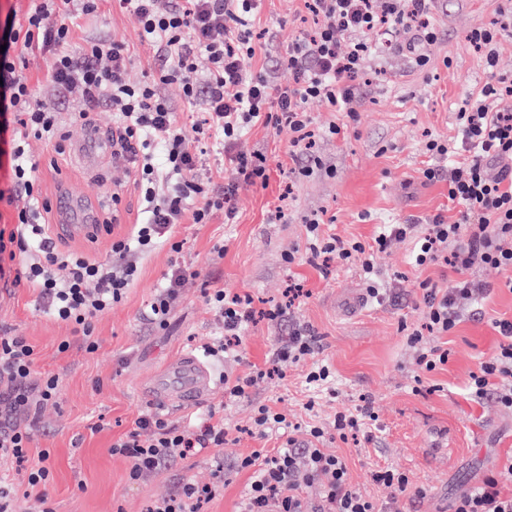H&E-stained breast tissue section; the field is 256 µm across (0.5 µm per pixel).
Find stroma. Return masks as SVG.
<instances>
[{"label": "stroma", "instance_id": "stroma-1", "mask_svg": "<svg viewBox=\"0 0 512 512\" xmlns=\"http://www.w3.org/2000/svg\"><path fill=\"white\" fill-rule=\"evenodd\" d=\"M503 5V0H434L438 40L428 66H416L407 50L377 45L365 62L357 120L330 111L325 103L309 102L320 159L310 175L295 171L288 157V129L258 125L246 131L237 148L266 155L268 186L240 184L232 218L218 212L207 224L176 225L181 251L163 245L140 261L122 301L95 322L96 352L85 351L80 336L49 313L37 290L0 282V335L26 337L37 352L39 371L60 378L57 402L37 413L25 466L0 458V475L12 486L13 512H42L47 505L54 512H146L182 480L211 482L218 459L224 462V488L201 512H237L250 477L239 470V459L283 442L275 433L250 434L251 418L261 405L306 427L329 424L336 412L371 402L378 416L373 443L360 437L329 439L323 449L346 462L351 483L379 512L395 506L401 512H450L457 497L500 470L512 456V411L492 397L472 401L469 383L480 363L497 353L492 320L512 316V291L503 288V273L491 267L469 271V278L486 288L480 312L464 314L448 334L447 364L422 374L407 339L408 331L424 322L419 285L448 286L451 272L436 264L415 266L413 238L391 241L376 259L383 286L376 299L368 296L358 267L335 262L321 269L308 263L306 247L313 219L320 221L322 236L364 244L382 224L422 225L438 213L456 220L459 207L448 199L447 178L430 182L422 171L433 167L445 173L457 158L429 156L425 140L432 135L461 145L459 109L477 98L495 73L512 74V33L500 36L492 70L468 38L472 29L495 23ZM310 24L304 0H263L255 26L265 37L247 67L265 68L272 80L286 82L277 56ZM90 40L125 43L131 53L129 83L147 80L160 64L159 52L143 40L132 13L114 0H103L97 14L76 20L74 46ZM25 73L36 97L58 112L65 135L59 149L42 140L29 142L44 197L50 200L63 191L92 201L101 216L118 209L117 231L128 232L143 217L134 172L109 154L86 166L78 147L89 128L72 121L76 102L58 95L42 60L28 59ZM332 124L341 127V134L329 133ZM115 192L121 197L117 205L111 199ZM283 194L288 197L284 203L279 200ZM279 205L284 218L270 222ZM176 263L196 275L184 281L166 326L159 327L146 313ZM296 283L311 295L292 305L288 289ZM208 285L251 295L262 308L289 306V322L249 325L239 354L207 357L216 385L205 402L189 411L163 410V418L180 427L223 422L229 432L224 447L130 481L129 460L112 452V442L149 411L140 393L144 382L181 354L201 351L220 338L222 329L203 295ZM292 324L317 336L312 362L329 367L330 389L307 384L311 362H289L281 375L258 379L247 398L225 400L224 377L247 372L253 364L264 366ZM64 340L70 348L62 353L58 346ZM95 423L100 429L93 434L89 427ZM41 466L49 467L50 481L29 486L27 470ZM381 467L409 473L414 492L394 499L389 488L371 480L372 470Z\"/></svg>", "mask_w": 512, "mask_h": 512}]
</instances>
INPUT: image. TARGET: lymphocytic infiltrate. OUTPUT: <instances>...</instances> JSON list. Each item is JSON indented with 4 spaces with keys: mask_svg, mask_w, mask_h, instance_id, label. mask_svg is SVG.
Listing matches in <instances>:
<instances>
[{
    "mask_svg": "<svg viewBox=\"0 0 512 512\" xmlns=\"http://www.w3.org/2000/svg\"><path fill=\"white\" fill-rule=\"evenodd\" d=\"M99 2L31 0L24 22L8 20L0 32V160L8 163L10 181L8 189H0V201H26L12 229H0V257L17 261L14 284L37 289L53 316L80 333L90 353L98 348L95 319L121 302L136 278L139 260L170 242L175 225L188 219L208 223L218 210L232 217L240 182H268L264 154L231 152L243 131L258 124L288 127L293 134L288 156L303 161V173H310L316 161L315 132L307 102L319 99L354 112L362 95L363 62L378 36L400 38L421 67L428 65V49L437 40L429 19L432 0H305L317 27L288 44L278 62L288 80L276 83L265 71L243 65L244 58L255 53L253 25L260 0H118L131 8L144 40L162 54L156 75L131 84L125 79L130 62L125 44L89 41L80 52L70 49L73 18L97 13ZM52 14L58 15V22L46 25ZM18 48L48 60L51 84L60 96L79 104L75 119L90 121L101 106L113 114V152L136 174L144 218L123 236L114 231L117 214L98 223V230L112 235L108 262L59 248L45 220L50 205L42 197L39 164L28 146L33 139H60V124L57 112L35 99L16 63ZM201 55L208 61L202 76L196 64ZM169 83L180 84L186 99L202 101L198 133L230 151L231 169L223 188H214L204 173L202 153L186 149L184 129L157 91L158 85ZM457 121L469 151L448 175V198L461 206L457 220L450 222L438 214L419 230L411 224H388L370 245L323 237L319 220L308 224L311 258L357 263L373 295L379 292L376 257L394 238L417 234L416 264L440 262L455 272L450 287L420 285L427 322L408 340L418 347V368L427 372L445 365L449 353L439 345H423V333L447 335L460 322L463 304L477 303L484 292L482 285L467 278V271L477 266L498 269L505 275V288L512 290V77L487 84L480 99L459 110ZM60 268L67 271L62 280L56 276ZM205 297L224 326L223 341L206 348L213 356L241 346L243 331L256 317L279 322L287 313L283 307L258 311L251 296L218 287L206 289ZM493 326L499 336L498 353L472 374L470 389L475 398L491 395L512 410V318L495 320ZM315 341L308 330L293 328L272 361H311L306 381L324 388L330 370L312 362ZM59 392L56 375L37 371L35 349L25 337L0 336L1 459L26 461L36 411L56 401ZM375 420L366 404L354 412L337 413L332 427L311 426L303 437H289L284 447L261 448L242 458L240 469L252 476L239 512H378L350 482L345 461L321 448L328 435L343 439L359 432L366 442H373ZM226 436L220 423L188 431L144 414L113 442L112 450L130 460L129 478L134 481L174 459L222 447ZM506 481L512 482V459L497 475L456 499L451 512H512V496H503L500 490ZM314 482L320 483L321 494L311 507L300 490ZM223 486L224 466L219 463L212 483L185 481L176 494L153 501L147 512H197Z\"/></svg>",
    "mask_w": 512,
    "mask_h": 512,
    "instance_id": "lymphocytic-infiltrate-1",
    "label": "lymphocytic infiltrate"
}]
</instances>
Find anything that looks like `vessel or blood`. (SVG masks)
Masks as SVG:
<instances>
[{
	"instance_id": "vessel-or-blood-1",
	"label": "vessel or blood",
	"mask_w": 512,
	"mask_h": 512,
	"mask_svg": "<svg viewBox=\"0 0 512 512\" xmlns=\"http://www.w3.org/2000/svg\"><path fill=\"white\" fill-rule=\"evenodd\" d=\"M56 206L62 215L60 224L53 227L57 234L85 233L97 221L94 210L71 197H60ZM214 383V376L201 356L189 352L154 375L145 386L144 393L151 405L158 408L191 410L207 398Z\"/></svg>"
}]
</instances>
